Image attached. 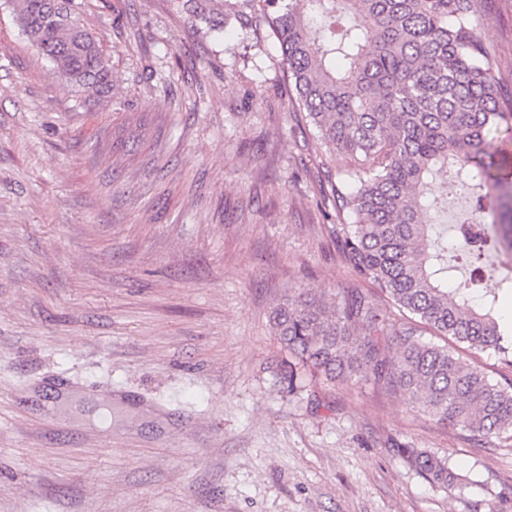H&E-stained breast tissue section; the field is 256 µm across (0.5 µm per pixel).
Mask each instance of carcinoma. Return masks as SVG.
Here are the masks:
<instances>
[{
    "label": "carcinoma",
    "mask_w": 512,
    "mask_h": 512,
    "mask_svg": "<svg viewBox=\"0 0 512 512\" xmlns=\"http://www.w3.org/2000/svg\"><path fill=\"white\" fill-rule=\"evenodd\" d=\"M483 0H184L216 36L224 20L244 31L266 25L278 40L295 104L329 154L341 156L346 187L331 185L343 222L330 234L357 281L401 316L447 341L492 349L512 368V321L477 306L479 268L448 289V243L425 224L434 177L476 191L479 259L502 258L512 273V155L488 150L485 133L512 126V94L502 91L497 51L478 35ZM24 34L88 102L112 89L111 68L73 0H11ZM275 335L294 358L293 390L307 374L354 373L400 392L442 424L489 438L512 427V382L503 385L449 344L396 329L359 288L327 303L310 288L272 312ZM398 452L431 481L450 485L448 462L417 448Z\"/></svg>",
    "instance_id": "cac0c4a2"
}]
</instances>
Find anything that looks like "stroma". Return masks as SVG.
Listing matches in <instances>:
<instances>
[{"mask_svg": "<svg viewBox=\"0 0 512 512\" xmlns=\"http://www.w3.org/2000/svg\"><path fill=\"white\" fill-rule=\"evenodd\" d=\"M75 2L112 71L93 107L0 0V512H512V428L475 442L358 376L287 388L274 305L355 281L276 39ZM479 35L511 79L512 0ZM415 468L431 481L451 485L458 477L448 466L446 459L436 456L431 451L417 448H397Z\"/></svg>", "mask_w": 512, "mask_h": 512, "instance_id": "1", "label": "stroma"}]
</instances>
